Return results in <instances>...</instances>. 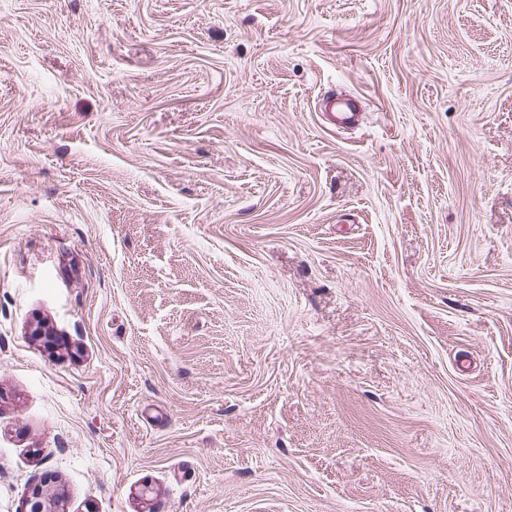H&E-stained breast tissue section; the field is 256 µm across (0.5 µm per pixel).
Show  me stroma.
<instances>
[{"label": "stroma", "instance_id": "35a3bbf8", "mask_svg": "<svg viewBox=\"0 0 512 512\" xmlns=\"http://www.w3.org/2000/svg\"><path fill=\"white\" fill-rule=\"evenodd\" d=\"M34 485L512 512V0H0V512ZM329 109L328 120L338 128H348L358 121V114L352 112V105L346 102H336V97H328Z\"/></svg>", "mask_w": 512, "mask_h": 512}]
</instances>
